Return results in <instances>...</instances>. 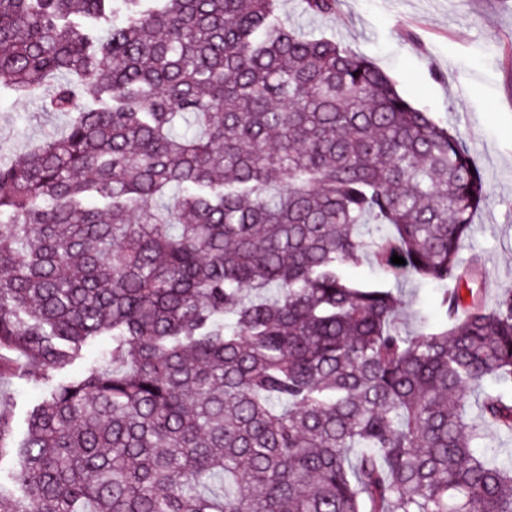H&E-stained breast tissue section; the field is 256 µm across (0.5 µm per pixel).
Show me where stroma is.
I'll return each instance as SVG.
<instances>
[{"instance_id":"obj_1","label":"stroma","mask_w":512,"mask_h":512,"mask_svg":"<svg viewBox=\"0 0 512 512\" xmlns=\"http://www.w3.org/2000/svg\"><path fill=\"white\" fill-rule=\"evenodd\" d=\"M281 10L289 23L368 57L414 106L466 142L489 196L460 258L481 257L486 305L512 292V0H340L329 18L303 14L299 0H282ZM65 122L40 100L0 88V160L61 132ZM47 393V385L25 378L0 380L14 441L24 439L29 413Z\"/></svg>"}]
</instances>
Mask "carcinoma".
<instances>
[{
  "label": "carcinoma",
  "mask_w": 512,
  "mask_h": 512,
  "mask_svg": "<svg viewBox=\"0 0 512 512\" xmlns=\"http://www.w3.org/2000/svg\"><path fill=\"white\" fill-rule=\"evenodd\" d=\"M59 76L64 131L0 163V374L51 383L21 444L0 410L7 512H512V454L473 451L512 403L467 415L512 388V294L460 261L462 138L280 0H0V82ZM368 256L445 286L442 328ZM111 340L108 336H103L88 346L84 347L81 351V357L76 359L71 365L59 376V379H75L84 374L89 365L102 357L105 351L110 347Z\"/></svg>",
  "instance_id": "1"
}]
</instances>
